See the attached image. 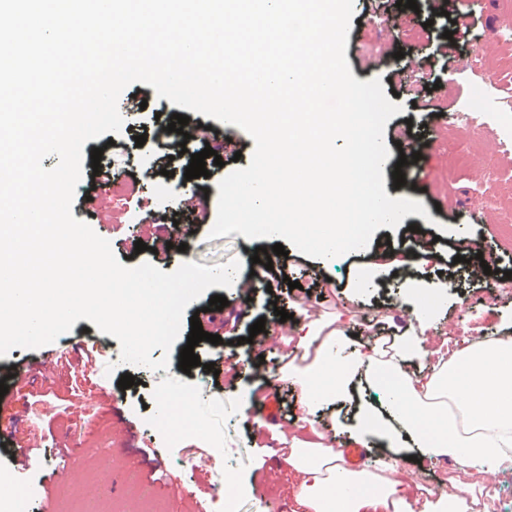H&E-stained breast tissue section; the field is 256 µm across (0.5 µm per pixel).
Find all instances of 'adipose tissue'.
I'll return each mask as SVG.
<instances>
[{"instance_id":"ef3b65f1","label":"adipose tissue","mask_w":512,"mask_h":512,"mask_svg":"<svg viewBox=\"0 0 512 512\" xmlns=\"http://www.w3.org/2000/svg\"><path fill=\"white\" fill-rule=\"evenodd\" d=\"M299 345L314 352L305 371L304 413L351 398L353 380L378 386L379 406L358 405L347 429L355 442L376 438L392 448L405 446L423 462L449 457L482 476L512 465L511 340L438 352L428 373L411 368L429 353L420 336H392L352 350L333 329L301 337ZM338 438L322 432L317 441L289 451L295 499L306 512H479L478 485L466 481L428 489L422 506H414L394 461L347 468L334 447Z\"/></svg>"}]
</instances>
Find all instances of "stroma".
Listing matches in <instances>:
<instances>
[{"instance_id":"35a3bbf8","label":"stroma","mask_w":512,"mask_h":512,"mask_svg":"<svg viewBox=\"0 0 512 512\" xmlns=\"http://www.w3.org/2000/svg\"><path fill=\"white\" fill-rule=\"evenodd\" d=\"M452 9L467 14L474 27L452 52L438 87L427 84L428 9L392 16L386 0H354V42L346 47L354 78H380L385 95L403 107L385 126L388 151L396 152V136L404 129L426 145L405 185L384 179L389 197L422 202L425 215L409 214L397 228H378L362 251L322 260L290 250V270L304 268L308 274L299 288L281 290L280 305L290 314L286 321L265 307L262 281L248 278V255L258 247L272 248L275 238L250 240L238 233L214 238L210 225H198L185 237V251L169 249V270L186 261L213 266L241 259L232 287L214 286L208 293L232 302L239 288L250 284L253 304L243 322L265 319L271 334L234 346L237 378L208 382L203 366L220 356V349L202 346L200 366L187 374L175 350L167 354L168 369L127 371L113 362L120 351L116 338L102 336L89 320L76 321L53 346L72 352L100 342L99 373L62 379L40 372L35 383H21L0 397V409L18 414L35 442L30 453L36 463L22 469L12 460L11 444L0 441V470L34 488L28 512H119L124 506L131 512H189L181 496L185 489L207 512H217L215 501L228 479L237 485L232 512H302L288 464L289 434L309 439L312 430L335 424L336 409L304 416L300 387L288 376L289 340L325 326L360 343L406 331L432 345L450 338L464 345L512 337V238L501 231L512 225V156H504L499 146L505 127L512 125V40L499 37L512 29V0H457ZM368 13L389 18L388 27L363 30L360 21ZM441 113L446 121H438ZM105 159L118 178H134L138 190L126 198H106L104 207L84 220L110 242L122 265L133 267L149 259L148 253L136 252V241L150 245L156 237L154 224L144 220L146 211L181 224L192 223L193 213L181 207L185 190L177 177L164 176L169 163L153 141L129 153L107 152ZM427 217L432 223L424 233L409 234V227ZM404 236L416 255L397 269L387 251ZM464 241L479 246L488 271L459 261ZM413 288L436 296L429 316H417L407 297ZM127 372L137 382L123 389L118 381ZM259 387L263 404L244 410L245 396ZM189 393L197 396L195 422L173 423ZM129 446L155 450L162 468L125 467Z\"/></svg>"}]
</instances>
